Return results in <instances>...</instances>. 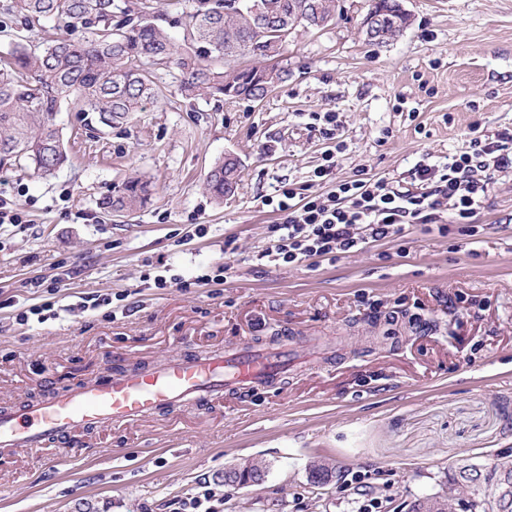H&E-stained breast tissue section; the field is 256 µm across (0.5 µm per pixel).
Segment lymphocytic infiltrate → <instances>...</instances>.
<instances>
[{
	"label": "lymphocytic infiltrate",
	"mask_w": 512,
	"mask_h": 512,
	"mask_svg": "<svg viewBox=\"0 0 512 512\" xmlns=\"http://www.w3.org/2000/svg\"><path fill=\"white\" fill-rule=\"evenodd\" d=\"M335 161L316 172L329 181L325 193L309 186L285 183L265 198L280 217L269 225V244L263 255L275 266L296 267L333 261L384 240L404 241L410 227L445 236L451 231L480 236V213L496 174L512 170V132L496 141L473 136L466 151L449 156L446 164H424L415 183L402 190L383 178L357 174L336 179Z\"/></svg>",
	"instance_id": "1"
}]
</instances>
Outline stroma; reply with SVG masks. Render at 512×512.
<instances>
[{"instance_id":"1","label":"stroma","mask_w":512,"mask_h":512,"mask_svg":"<svg viewBox=\"0 0 512 512\" xmlns=\"http://www.w3.org/2000/svg\"><path fill=\"white\" fill-rule=\"evenodd\" d=\"M411 26L383 48L365 43L367 0H340L320 31L298 30L276 63L288 76L258 103L163 95L103 132L74 106L56 116L68 154L53 177L0 172L21 223L0 227V406L104 376L114 363L149 367L171 355L224 350L250 338L311 340L330 363L280 388L187 405L132 425L76 435L65 448L0 453V512H181L210 489L219 512H411L446 493L463 459L512 460V172L497 174L478 243L416 225L332 262L261 261L281 183H316L330 142L311 127L338 115L335 174L358 170L409 186L420 164L466 150L473 130L512 129V0H402ZM0 0V52L10 37L44 43L57 21L27 30ZM231 155L241 178L215 204L201 182ZM135 174L151 184L141 209L100 202ZM204 237L187 239L195 225ZM232 262L227 283L184 290L144 275L189 278ZM58 318L17 321L55 280ZM110 294V308H82ZM265 464L262 481L225 472ZM335 465L313 483L312 465Z\"/></svg>"}]
</instances>
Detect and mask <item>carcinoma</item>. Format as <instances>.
I'll return each instance as SVG.
<instances>
[{
  "label": "carcinoma",
  "instance_id": "obj_1",
  "mask_svg": "<svg viewBox=\"0 0 512 512\" xmlns=\"http://www.w3.org/2000/svg\"><path fill=\"white\" fill-rule=\"evenodd\" d=\"M338 0H191L188 26L175 42L155 22L151 0H140L132 12L126 0H12L11 10L29 24L53 18L74 41L61 36L33 47L16 42L0 55V169L26 166L32 175L48 178L67 160L63 136L55 123L62 105L77 102L93 114L100 129L128 123L145 101L159 94L152 69H175L188 96L197 92L229 100L260 101L282 83L287 71L275 66L242 67L250 55L273 60L282 55L299 28L322 30L336 20ZM409 16L396 0H369L363 33L370 45L395 41ZM240 181L239 164L220 159L207 173L203 188L217 203ZM150 184L126 178L102 201L114 212L145 206ZM484 485L497 512H512V461L483 471L465 464L448 480V493L427 497L413 512H448V503L468 483Z\"/></svg>",
  "mask_w": 512,
  "mask_h": 512
}]
</instances>
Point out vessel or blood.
Wrapping results in <instances>:
<instances>
[{
	"label": "vessel or blood",
	"mask_w": 512,
	"mask_h": 512,
	"mask_svg": "<svg viewBox=\"0 0 512 512\" xmlns=\"http://www.w3.org/2000/svg\"><path fill=\"white\" fill-rule=\"evenodd\" d=\"M301 360L290 342L242 341L220 353L167 358L138 370L115 368L100 381L10 410L0 407V450L68 444L76 432L132 424L184 404L284 384Z\"/></svg>",
	"instance_id": "b4317fda"
}]
</instances>
